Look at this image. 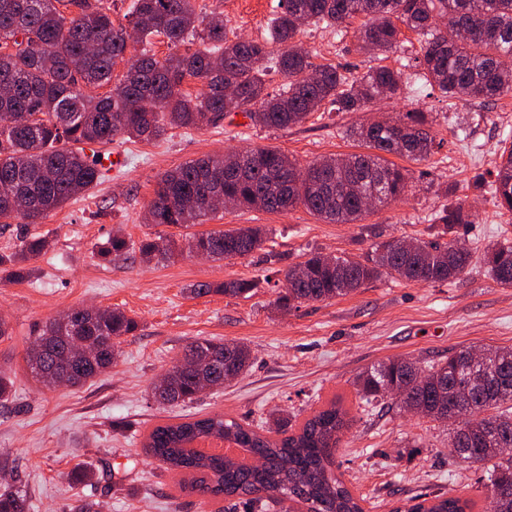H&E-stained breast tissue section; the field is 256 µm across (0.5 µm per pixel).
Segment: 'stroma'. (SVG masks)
Returning <instances> with one entry per match:
<instances>
[{
  "label": "stroma",
  "instance_id": "obj_1",
  "mask_svg": "<svg viewBox=\"0 0 512 512\" xmlns=\"http://www.w3.org/2000/svg\"><path fill=\"white\" fill-rule=\"evenodd\" d=\"M279 0H196L201 16L222 18L228 35L260 41ZM314 62L358 76L369 68H402L406 90L385 99L375 115L432 113V134L442 145L429 161L407 162L411 189L405 198L371 210L355 224H330L304 206L286 212L230 208L201 225L154 226L144 214L158 177L191 159L253 147L281 149L300 166L326 156L356 152L345 131L363 113L333 110L302 124L268 130L231 115L202 129L175 128L157 141L115 139L111 148L125 163L89 194L76 197L39 224L0 222V254L20 236H44L46 254L34 274L0 283V370L13 382L0 403V485L22 490L29 512H72L94 502L100 512H224L228 500L205 499L179 489L178 476L147 458L143 443L170 414L221 413L258 427L273 411L298 425L329 399L341 397L353 422L336 453L348 487L365 500L366 512H394L418 494L473 499L482 512L486 465L453 456L449 426L393 409L363 412L353 383L378 362L394 358L431 366L465 348L512 349V288L490 279L483 263L489 245L512 240V217L472 185L512 146V97L484 104L447 99L427 84L417 64L421 44L403 31L385 54L357 51L352 34L304 26L296 36ZM464 201L472 223L458 233L473 255L466 274L445 283H409L390 277L353 293L305 302L288 311L275 301L284 274L310 253L361 254L377 241L431 240L433 213L451 200ZM261 224L268 241L251 255L224 261L192 256L142 261L144 236L184 241L189 232ZM126 238L127 254L101 262L97 249L112 236ZM255 279L259 288L242 296L191 295L199 283ZM118 309L139 327L123 337L120 357L106 373L80 388L48 389L30 376L24 354L38 329L77 307ZM247 342L249 370L197 401L163 411L152 396L158 378L193 339ZM90 471L82 484L68 480L73 468ZM233 508V507H230ZM234 512H245L243 507Z\"/></svg>",
  "mask_w": 512,
  "mask_h": 512
}]
</instances>
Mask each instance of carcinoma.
<instances>
[{
    "mask_svg": "<svg viewBox=\"0 0 512 512\" xmlns=\"http://www.w3.org/2000/svg\"><path fill=\"white\" fill-rule=\"evenodd\" d=\"M195 0H134L124 15L137 30L139 42L161 36L173 47L188 36L199 39L192 53L158 59L142 50L131 60L126 26L114 24L108 9L95 0H0V219L31 224L30 208L46 219L68 200L86 195L105 177L101 156L85 147L107 145L117 136L152 141L167 129L213 125L232 112L269 128L299 125L325 104L338 112H369L384 98L403 92L402 70L379 66L352 79L334 65L316 64L295 42L305 25L343 30L360 15L367 17L353 37L359 51H388L399 42L402 28L421 42L424 77L449 99L490 101L512 96V0H281L265 42L230 39L220 19H206ZM466 36H461L459 30ZM126 71L112 81L115 67ZM284 84L266 92L268 68ZM194 79L201 89L192 94L183 83ZM109 87L100 94L95 89ZM233 89V95L225 89ZM429 113L412 110L403 129L377 119L357 122L346 134L361 153L324 158L301 169L282 151L255 147L224 155L189 160L162 174L146 213L147 224H201L215 210L200 203L218 187L224 204L257 207L269 212L305 206L336 224L359 221L368 208L359 185L386 206L408 192L405 169L385 158L396 155L412 162L429 159L440 146L430 132ZM475 187L490 189L497 206L512 214V149L500 155L494 179L475 177ZM472 223L461 202H450L432 216L434 239L411 252L396 238L375 243L362 255L343 254L328 263L319 253L300 263V274L288 278L276 306L288 311L305 301L346 296L383 276L406 282L444 283L465 274L472 254L452 248L457 229ZM266 230L259 226L210 230L180 245L173 239L147 237L138 251L142 260L171 259L202 251L213 260L243 258L262 247ZM44 237H23L16 249L0 255L5 279L29 278L31 262L46 253ZM129 251L119 236L97 250L110 262ZM492 279L512 287V243L505 240L484 252ZM259 287L252 279L219 284L200 283L192 295L220 293L240 296ZM135 318L118 309H72L67 319L45 324L25 362L33 380L70 375L81 387L112 366L119 356L116 341L134 334ZM470 351L426 369L404 359L372 366L355 382L367 405L381 401L395 387L403 411L420 409L422 416L441 421L439 412L458 411L461 421L452 434L451 453L491 463L487 504L483 512H502L512 496V349L480 352L483 366L475 377L468 371ZM252 360L250 346L237 341L195 339L172 365L173 377L153 387L164 407L192 402L201 377L240 376ZM350 423L338 398L292 430L277 421L260 432L220 414L161 423L151 431L145 454L167 469L191 476L181 488L209 498L238 497L248 512H365L336 473L335 455ZM233 439L258 463L247 467L223 457H201L185 449L199 436ZM469 501L448 494L431 501L428 512H467ZM0 512H26L21 491L0 493Z\"/></svg>",
    "mask_w": 512,
    "mask_h": 512,
    "instance_id": "carcinoma-1",
    "label": "carcinoma"
}]
</instances>
